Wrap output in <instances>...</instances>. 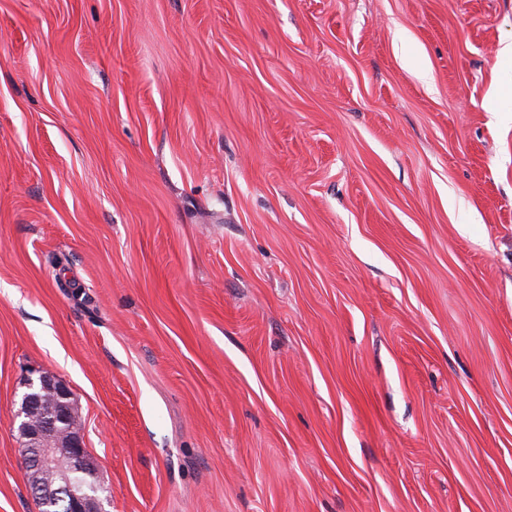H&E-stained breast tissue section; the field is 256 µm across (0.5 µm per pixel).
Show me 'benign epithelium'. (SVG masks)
Segmentation results:
<instances>
[{
	"label": "benign epithelium",
	"instance_id": "obj_1",
	"mask_svg": "<svg viewBox=\"0 0 512 512\" xmlns=\"http://www.w3.org/2000/svg\"><path fill=\"white\" fill-rule=\"evenodd\" d=\"M23 409L13 416L23 443L21 454L33 496L52 498L67 512H108L110 495L77 491L71 479L96 471L83 441L82 431L68 437L58 428L74 416L69 386L48 372L34 370L25 381Z\"/></svg>",
	"mask_w": 512,
	"mask_h": 512
}]
</instances>
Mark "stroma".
<instances>
[{
  "mask_svg": "<svg viewBox=\"0 0 512 512\" xmlns=\"http://www.w3.org/2000/svg\"><path fill=\"white\" fill-rule=\"evenodd\" d=\"M512 0H0V512L72 389L109 512H512Z\"/></svg>",
  "mask_w": 512,
  "mask_h": 512,
  "instance_id": "stroma-1",
  "label": "stroma"
}]
</instances>
